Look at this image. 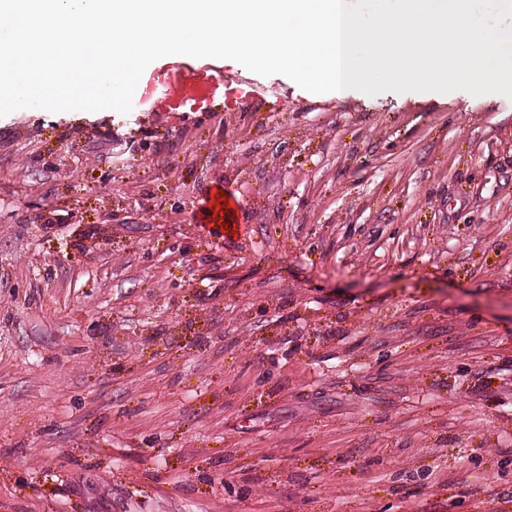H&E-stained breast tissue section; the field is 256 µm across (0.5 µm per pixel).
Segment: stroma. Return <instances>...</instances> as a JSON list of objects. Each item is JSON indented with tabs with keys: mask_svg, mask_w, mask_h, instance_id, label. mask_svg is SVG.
Listing matches in <instances>:
<instances>
[{
	"mask_svg": "<svg viewBox=\"0 0 512 512\" xmlns=\"http://www.w3.org/2000/svg\"><path fill=\"white\" fill-rule=\"evenodd\" d=\"M179 61L0 117V512H512V99ZM192 84L198 86L197 91L186 89L182 94V104L184 107L189 106L191 109L196 107L195 103L200 97H209L216 90V78L208 69H199L193 73ZM206 94V96H203ZM220 192H223V195H220ZM222 196H224V187L220 185L216 192L213 195L208 194L200 205V216L198 222L200 224H215L220 223L224 219V213H221L222 204H224V200H222ZM216 202L220 203L219 210L215 209Z\"/></svg>",
	"mask_w": 512,
	"mask_h": 512,
	"instance_id": "obj_1",
	"label": "stroma"
}]
</instances>
